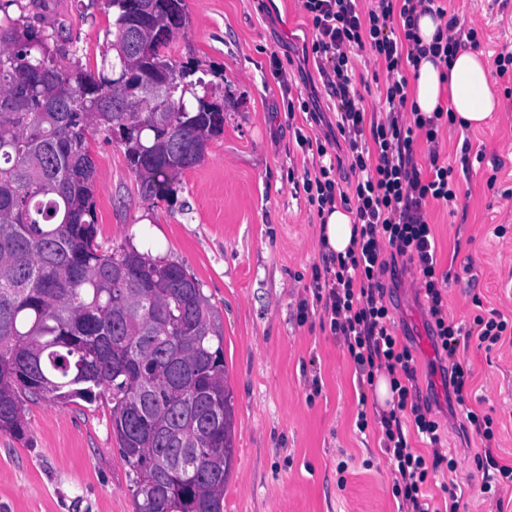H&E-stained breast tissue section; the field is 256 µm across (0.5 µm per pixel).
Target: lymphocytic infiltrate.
I'll return each instance as SVG.
<instances>
[{"label": "lymphocytic infiltrate", "instance_id": "1", "mask_svg": "<svg viewBox=\"0 0 512 512\" xmlns=\"http://www.w3.org/2000/svg\"><path fill=\"white\" fill-rule=\"evenodd\" d=\"M312 28L311 53L320 81L336 110V128L346 147V158L329 153L325 143L299 136L300 146L315 149L312 173L304 180L309 205L318 212L331 210L336 201H353L360 238L347 256L324 254L321 267L313 272V295L328 319L331 332L343 341L360 375L374 380L386 372L394 392L390 410L368 419L359 410L357 427L366 430L376 422L380 443L395 480L392 494L401 512H459L456 495L435 505L425 492L433 473L454 468L455 461L441 448L440 424L428 403L422 402L415 385L414 360L410 347L399 343L385 305L382 279L389 270L387 255L406 256L421 275V288L428 304L431 336L441 357L450 366L448 390L452 392L467 423L479 437L482 452L477 466L483 474L481 492L498 498L512 488V465H503L493 450L497 444L494 420L467 403L472 372L461 362L458 351L462 337L476 336L486 348L499 344L512 322L499 310L475 314L470 326L449 315L443 290L449 274L439 273L436 243L426 214L430 200L451 202L456 198L453 170L442 164L439 131L451 121L448 110L432 115L407 108V79L403 62H418L431 56L449 62L462 43H477L474 28L459 26L437 0H372L367 13H360L357 0H301ZM443 19L444 29L431 44H422L417 33L419 14ZM401 28H394L393 18ZM375 59L384 63L390 77L382 96L378 117L368 118L364 97L353 91L358 62ZM424 141L430 167L420 172L414 160V145ZM348 161L355 177L341 189L336 168ZM411 417L418 438L428 445L430 455L419 453L402 430L403 417Z\"/></svg>", "mask_w": 512, "mask_h": 512}]
</instances>
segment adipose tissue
Masks as SVG:
<instances>
[{
  "mask_svg": "<svg viewBox=\"0 0 512 512\" xmlns=\"http://www.w3.org/2000/svg\"><path fill=\"white\" fill-rule=\"evenodd\" d=\"M411 72L409 104L426 113L448 106L460 128L482 129L499 107L491 88L490 64L481 52L471 48H458L446 67L420 59ZM353 220L352 212L340 204L325 213L321 239L327 252L346 253L354 236Z\"/></svg>",
  "mask_w": 512,
  "mask_h": 512,
  "instance_id": "obj_1",
  "label": "adipose tissue"
}]
</instances>
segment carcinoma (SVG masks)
Returning <instances> with one entry per match:
<instances>
[{"label":"carcinoma","mask_w":512,"mask_h":512,"mask_svg":"<svg viewBox=\"0 0 512 512\" xmlns=\"http://www.w3.org/2000/svg\"><path fill=\"white\" fill-rule=\"evenodd\" d=\"M104 2L115 55L92 69L71 37L56 51L75 62L61 65L50 50L59 32L0 0V99L30 90L24 109L0 111V432L25 437L27 401L102 397L135 512H224L233 404L219 317L182 265L97 241L90 148L119 138L140 196L168 200L205 159L177 153L175 132L207 143L224 133V109L168 53L184 0H153L146 22L140 0ZM163 73L172 80L142 114L112 111Z\"/></svg>","instance_id":"carcinoma-1"}]
</instances>
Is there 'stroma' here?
<instances>
[{"mask_svg": "<svg viewBox=\"0 0 512 512\" xmlns=\"http://www.w3.org/2000/svg\"><path fill=\"white\" fill-rule=\"evenodd\" d=\"M32 23L76 38L80 62L110 52L112 18L91 0H21ZM459 24L477 28L486 58L512 51V0H441ZM185 26L169 45L179 62L206 70L207 96L224 109V132L186 170L175 201L143 199L123 146L96 138L99 243L132 244L179 263L202 285L224 336L234 405V469L224 512H399L393 469L376 425L356 427L362 387L343 343L313 304L321 219L303 176L312 162L296 132L325 137L326 126L288 116L289 96L331 100L306 49L312 31L299 0H185ZM502 110L478 131L443 126L440 159L453 169L457 198L428 202L438 268L449 273V315L467 322L478 309L512 314V99L494 79ZM482 162L463 169V152ZM503 227L495 236V227ZM385 300L400 342L410 344L416 385L444 426L453 474H435L428 493L443 501L452 482L460 512H497L479 488L478 437L463 431L433 348L420 275L408 270ZM307 314H300V303ZM478 411L496 426L497 460L512 465V343L493 350L462 340ZM24 440L0 433V512H134L130 472L104 401L29 402Z\"/></svg>", "mask_w": 512, "mask_h": 512, "instance_id": "obj_1", "label": "stroma"}]
</instances>
